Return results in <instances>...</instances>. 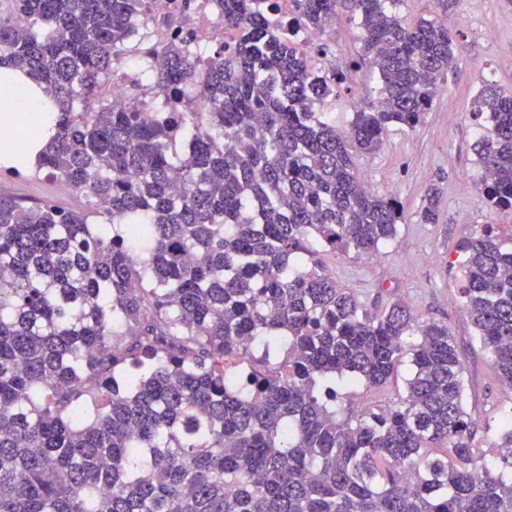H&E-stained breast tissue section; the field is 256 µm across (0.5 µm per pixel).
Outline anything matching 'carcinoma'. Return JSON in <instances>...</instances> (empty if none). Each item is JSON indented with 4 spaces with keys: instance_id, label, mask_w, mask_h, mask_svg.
<instances>
[{
    "instance_id": "cac0c4a2",
    "label": "carcinoma",
    "mask_w": 512,
    "mask_h": 512,
    "mask_svg": "<svg viewBox=\"0 0 512 512\" xmlns=\"http://www.w3.org/2000/svg\"><path fill=\"white\" fill-rule=\"evenodd\" d=\"M294 2L302 28L346 14L361 31L349 69L373 70L377 99L344 127L328 107L346 72L312 64L329 43L280 32L275 0H224L237 39L202 68L174 42L154 49L153 87L179 101L200 78L204 109L190 98L152 121L99 96L150 0L0 14V63L58 109L37 167L86 199L0 195V512H512V456L475 464L448 325L399 301L371 313L320 261L396 237L401 203L356 160L422 121L461 33L400 17L402 0ZM470 114L483 201L509 214L512 93L483 80ZM438 198L420 223H439ZM463 252V306L512 386V250L488 224ZM405 355L397 404L336 408V377L379 388ZM234 357L252 369L230 371Z\"/></svg>"
}]
</instances>
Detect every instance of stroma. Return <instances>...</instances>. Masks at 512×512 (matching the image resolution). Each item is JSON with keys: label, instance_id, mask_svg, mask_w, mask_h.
I'll use <instances>...</instances> for the list:
<instances>
[{"label": "stroma", "instance_id": "stroma-1", "mask_svg": "<svg viewBox=\"0 0 512 512\" xmlns=\"http://www.w3.org/2000/svg\"><path fill=\"white\" fill-rule=\"evenodd\" d=\"M463 12L469 17L464 26L458 23ZM447 23L461 29L463 39L432 109L415 128L389 131L381 148L357 163L360 179L370 188L398 198L404 224L375 256L327 253L322 260L338 284L368 311L400 300L422 320L447 324L464 362L466 409L474 422L472 444L479 464L491 468L500 458L495 425L501 414L512 412V386L497 376L459 298L466 237L479 235L490 224L503 249H512V215L490 209L475 187L476 127L469 114L480 78L512 91V0H462ZM434 188L440 193L439 221L419 223L417 213ZM0 194L25 203L47 200L67 211L84 206L82 196L60 193L57 180L43 173L16 178L0 170ZM410 371L405 357L383 388L337 385L341 407L356 413L396 404L406 394Z\"/></svg>", "mask_w": 512, "mask_h": 512}]
</instances>
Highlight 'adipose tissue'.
Returning <instances> with one entry per match:
<instances>
[{"label": "adipose tissue", "instance_id": "1", "mask_svg": "<svg viewBox=\"0 0 512 512\" xmlns=\"http://www.w3.org/2000/svg\"><path fill=\"white\" fill-rule=\"evenodd\" d=\"M48 102L42 85L22 71L7 65L0 66V165L25 171L35 167L44 143L40 140L23 141L13 117L25 108L40 119L43 128H51L53 115L47 109Z\"/></svg>", "mask_w": 512, "mask_h": 512}]
</instances>
